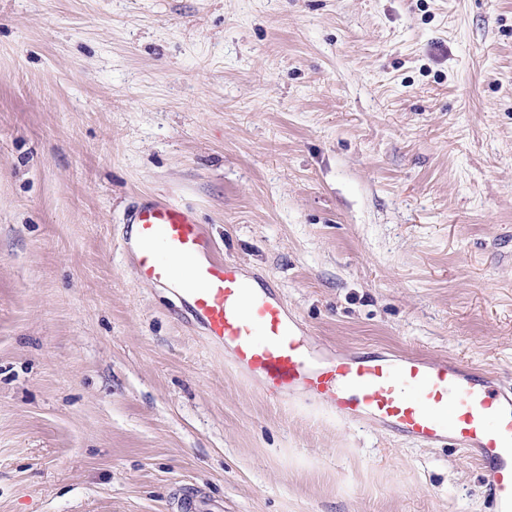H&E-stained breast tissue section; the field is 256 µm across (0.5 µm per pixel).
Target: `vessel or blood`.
Instances as JSON below:
<instances>
[{
    "instance_id": "b4317fda",
    "label": "vessel or blood",
    "mask_w": 512,
    "mask_h": 512,
    "mask_svg": "<svg viewBox=\"0 0 512 512\" xmlns=\"http://www.w3.org/2000/svg\"><path fill=\"white\" fill-rule=\"evenodd\" d=\"M125 221L137 227L124 249L139 278L171 289L267 398L301 393L346 421H369L427 445L453 442L484 466L492 512H512V391L446 360L318 355L280 296L246 278L237 263L216 258L191 211L150 197Z\"/></svg>"
}]
</instances>
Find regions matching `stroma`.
<instances>
[{
	"label": "stroma",
	"mask_w": 512,
	"mask_h": 512,
	"mask_svg": "<svg viewBox=\"0 0 512 512\" xmlns=\"http://www.w3.org/2000/svg\"><path fill=\"white\" fill-rule=\"evenodd\" d=\"M187 206L317 349L512 389V0H0V512H490L266 399L121 248Z\"/></svg>",
	"instance_id": "35a3bbf8"
}]
</instances>
